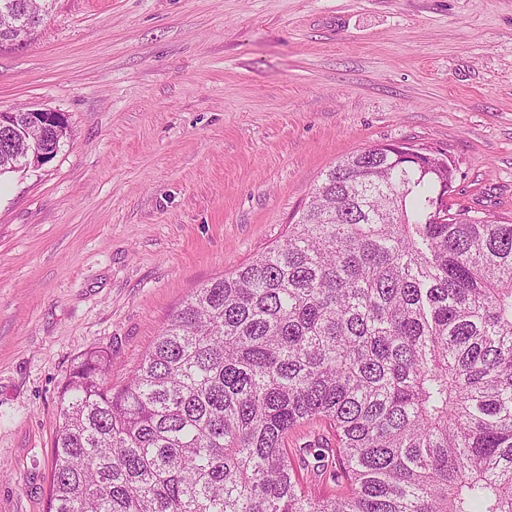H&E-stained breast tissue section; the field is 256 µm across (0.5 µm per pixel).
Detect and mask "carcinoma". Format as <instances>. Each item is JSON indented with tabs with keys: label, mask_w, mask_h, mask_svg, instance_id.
<instances>
[{
	"label": "carcinoma",
	"mask_w": 512,
	"mask_h": 512,
	"mask_svg": "<svg viewBox=\"0 0 512 512\" xmlns=\"http://www.w3.org/2000/svg\"><path fill=\"white\" fill-rule=\"evenodd\" d=\"M20 124L0 121V175ZM453 178L353 154L123 384L85 353L57 399L48 512H512V223L451 212ZM316 420L336 447H286Z\"/></svg>",
	"instance_id": "carcinoma-1"
}]
</instances>
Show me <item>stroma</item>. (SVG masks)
I'll use <instances>...</instances> for the list:
<instances>
[{"label": "stroma", "instance_id": "1", "mask_svg": "<svg viewBox=\"0 0 512 512\" xmlns=\"http://www.w3.org/2000/svg\"><path fill=\"white\" fill-rule=\"evenodd\" d=\"M20 106L68 136L0 176V512H47L74 361L121 383L347 156L438 150L453 209L512 222V0H53L0 46ZM59 147L57 144L52 145L49 150L45 144L40 142H33L23 156L20 158V167L22 168H38L49 163L58 153Z\"/></svg>", "mask_w": 512, "mask_h": 512}]
</instances>
